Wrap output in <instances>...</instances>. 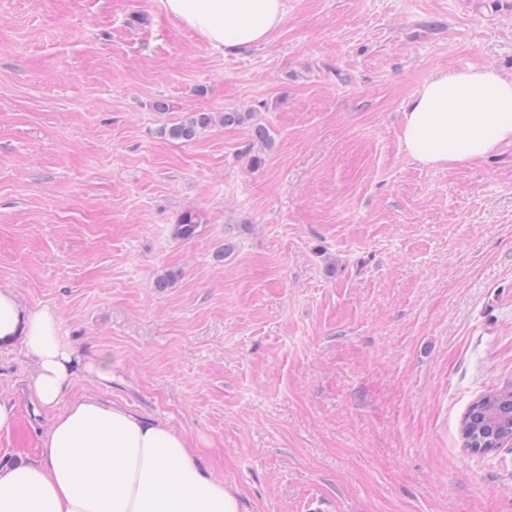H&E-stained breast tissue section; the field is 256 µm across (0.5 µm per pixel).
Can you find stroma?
I'll use <instances>...</instances> for the list:
<instances>
[{
	"label": "stroma",
	"mask_w": 512,
	"mask_h": 512,
	"mask_svg": "<svg viewBox=\"0 0 512 512\" xmlns=\"http://www.w3.org/2000/svg\"><path fill=\"white\" fill-rule=\"evenodd\" d=\"M485 66L512 76V0H288L237 55L159 0H0V286L109 362L71 398L198 438L248 512H512V445L459 434L512 389V147H401L431 73ZM230 110L271 147L162 133ZM34 373L0 347V464L40 454Z\"/></svg>",
	"instance_id": "stroma-1"
}]
</instances>
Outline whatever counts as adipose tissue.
I'll return each instance as SVG.
<instances>
[{
  "label": "adipose tissue",
  "instance_id": "obj_1",
  "mask_svg": "<svg viewBox=\"0 0 512 512\" xmlns=\"http://www.w3.org/2000/svg\"><path fill=\"white\" fill-rule=\"evenodd\" d=\"M212 48L237 54L268 43L285 0H160ZM512 144V78L492 67L440 69L403 114L401 145L422 164L450 167ZM22 342L36 364L34 399L53 417L40 456L0 466V512H244L237 490L201 464L187 434L93 396L69 399L77 364L107 380L105 360L83 362L50 310L24 307L0 287V345Z\"/></svg>",
  "mask_w": 512,
  "mask_h": 512
}]
</instances>
